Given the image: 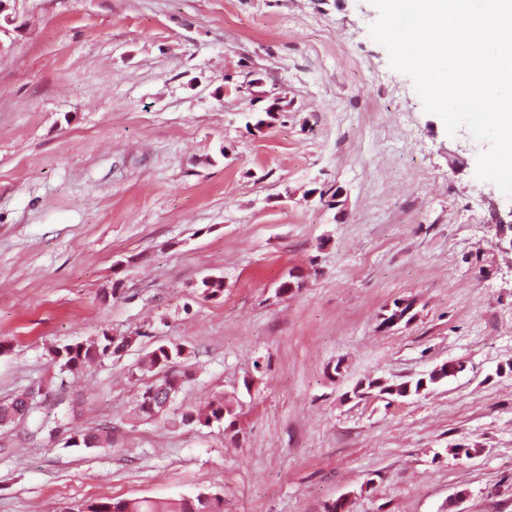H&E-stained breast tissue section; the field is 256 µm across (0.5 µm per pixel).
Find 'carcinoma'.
Instances as JSON below:
<instances>
[{"label":"carcinoma","mask_w":512,"mask_h":512,"mask_svg":"<svg viewBox=\"0 0 512 512\" xmlns=\"http://www.w3.org/2000/svg\"><path fill=\"white\" fill-rule=\"evenodd\" d=\"M202 295L209 299L224 293V279L221 277L204 278L199 285ZM414 302L396 299L385 307L380 314V324L387 322L410 324L415 314L412 313ZM135 342L133 336H114L104 330L100 335L77 340L62 347L49 350L50 360L67 373L77 371L83 364L96 359L122 355ZM186 347L179 343H164L153 348L149 355L148 370L152 372L151 380L144 384L137 405V416L143 420H156L167 417L170 408L162 407L169 399L175 398L181 388V378L176 366L186 360ZM451 377V372L440 364L425 378L404 381H380L377 378L366 379L365 385L358 388V395L368 398L396 401L411 396H419L433 386ZM238 400L230 399L222 392L213 394L200 412L191 411L181 414V423H196L211 426L215 423L226 428H234L238 423L240 412ZM30 406L23 398L17 397L8 403H0V428L12 426L24 419ZM110 442L108 435L76 431L70 435L69 447L97 448L102 443ZM73 512H224V499L219 496L193 499L154 500L135 498L130 500L103 499L84 505Z\"/></svg>","instance_id":"obj_1"}]
</instances>
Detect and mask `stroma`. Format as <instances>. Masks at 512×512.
<instances>
[{"label": "stroma", "instance_id": "stroma-1", "mask_svg": "<svg viewBox=\"0 0 512 512\" xmlns=\"http://www.w3.org/2000/svg\"><path fill=\"white\" fill-rule=\"evenodd\" d=\"M16 17L0 402L35 399L0 429V512L201 492L224 512H512V244L495 224L512 198L390 68L370 0H18ZM271 96L287 111L248 127ZM292 271L303 287L277 296ZM397 298L415 319L379 330ZM105 330L138 340L74 375L51 364ZM169 342L190 353L175 411L234 395L235 430L135 420L139 365ZM446 361L466 369L424 395L351 396ZM97 429L110 445L67 447Z\"/></svg>", "mask_w": 512, "mask_h": 512}]
</instances>
